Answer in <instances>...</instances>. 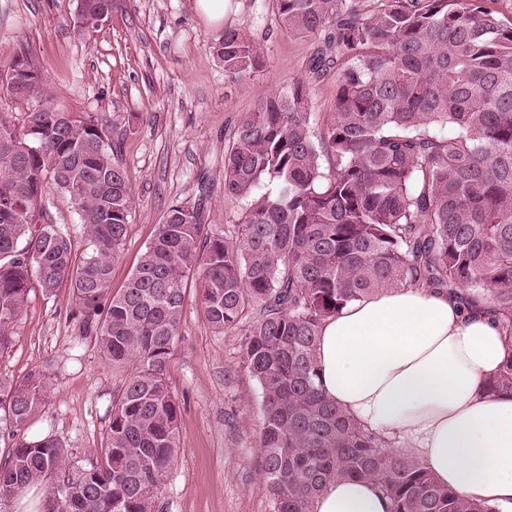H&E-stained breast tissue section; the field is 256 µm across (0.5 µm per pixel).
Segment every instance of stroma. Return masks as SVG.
<instances>
[{
    "label": "stroma",
    "instance_id": "obj_1",
    "mask_svg": "<svg viewBox=\"0 0 512 512\" xmlns=\"http://www.w3.org/2000/svg\"><path fill=\"white\" fill-rule=\"evenodd\" d=\"M76 8L77 0H0V69L29 44L57 98L113 128L136 199L112 264L117 291L171 203L200 199L205 223H239L242 202L224 194V153L239 120L260 97L297 80L313 112L331 111L336 72L312 77L309 63L323 34L282 30L272 0H224L220 23L208 20L197 0H112L108 20L85 38L73 33ZM239 25L261 53L260 68L241 80L226 76L210 49L225 27ZM45 204L56 227L84 252L88 237L68 198L51 186ZM9 334L0 380L16 383L45 368L52 373L53 390L26 436H56L73 462L100 454L112 398L127 372L102 357L69 291L47 297L33 288ZM166 375L181 408L179 449L153 512H273L262 475L260 391L245 365L241 333L214 332L192 281Z\"/></svg>",
    "mask_w": 512,
    "mask_h": 512
}]
</instances>
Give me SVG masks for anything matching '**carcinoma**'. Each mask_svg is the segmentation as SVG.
Segmentation results:
<instances>
[{
  "label": "carcinoma",
  "mask_w": 512,
  "mask_h": 512,
  "mask_svg": "<svg viewBox=\"0 0 512 512\" xmlns=\"http://www.w3.org/2000/svg\"><path fill=\"white\" fill-rule=\"evenodd\" d=\"M343 0H272L279 26L325 48L310 68L341 62L336 100L312 129L304 84L264 95L234 130L224 194L243 219L212 229L198 204L170 205L125 287L112 259L135 196L106 121L54 101L23 45L0 83V351L33 282L69 289L103 357L139 367L112 400L104 457L66 462L53 435L22 434L50 393L37 371L0 382V428L17 437L0 466V499L53 474V512H152L178 450L180 407L166 382L189 276L215 332L243 329L244 359L262 397L263 475L273 512H314L339 477L373 480L392 512H496L440 486L330 401L313 351L347 304L416 286L487 304L506 343L489 394L512 392V23L487 0H388L371 15ZM76 32L108 18L80 0ZM225 74L260 67L245 27L212 46ZM52 184L73 204L91 251L78 254L43 204Z\"/></svg>",
  "instance_id": "carcinoma-1"
}]
</instances>
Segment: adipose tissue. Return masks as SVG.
<instances>
[{"label":"adipose tissue","instance_id":"1","mask_svg":"<svg viewBox=\"0 0 512 512\" xmlns=\"http://www.w3.org/2000/svg\"><path fill=\"white\" fill-rule=\"evenodd\" d=\"M506 354L486 306L401 288L353 302L322 325L314 358L327 397L434 480L512 512V393L482 383ZM315 512H391L375 482L338 478Z\"/></svg>","mask_w":512,"mask_h":512}]
</instances>
